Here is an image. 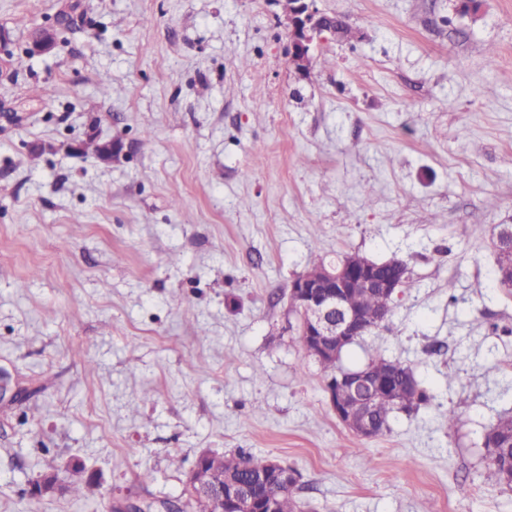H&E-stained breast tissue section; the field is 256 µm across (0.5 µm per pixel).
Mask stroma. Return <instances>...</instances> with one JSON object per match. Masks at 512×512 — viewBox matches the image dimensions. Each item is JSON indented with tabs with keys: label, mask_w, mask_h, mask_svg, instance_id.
Returning <instances> with one entry per match:
<instances>
[{
	"label": "stroma",
	"mask_w": 512,
	"mask_h": 512,
	"mask_svg": "<svg viewBox=\"0 0 512 512\" xmlns=\"http://www.w3.org/2000/svg\"><path fill=\"white\" fill-rule=\"evenodd\" d=\"M68 2L0 0V512H165L237 450L296 468L310 512H512L484 446L512 414V0H313L351 33L304 73L283 0H78L62 29ZM351 253L411 285L342 366L433 396L372 439L288 300ZM49 471L97 486L32 496Z\"/></svg>",
	"instance_id": "stroma-1"
}]
</instances>
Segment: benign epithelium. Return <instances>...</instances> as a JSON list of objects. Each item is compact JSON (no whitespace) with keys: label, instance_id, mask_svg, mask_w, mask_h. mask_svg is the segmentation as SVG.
<instances>
[{"label":"benign epithelium","instance_id":"obj_1","mask_svg":"<svg viewBox=\"0 0 512 512\" xmlns=\"http://www.w3.org/2000/svg\"><path fill=\"white\" fill-rule=\"evenodd\" d=\"M286 16L293 46L292 64L305 71L310 64L308 52L313 34L337 32L335 18L311 9L310 0H297ZM402 285L401 276L384 266L366 262L357 267L347 255L296 277L290 286V297L300 313V331L306 336L307 354L319 361L326 357L336 359L358 337L388 319L385 312L351 308L346 298L349 289L364 288L392 299ZM380 386V380L365 374H348L339 380V398L333 410L338 420L359 437L373 438L380 431L371 414L373 391ZM185 488L195 492L211 512H274L276 508L275 498L260 503L253 499L247 486L234 479L226 481L223 490L214 492L198 463L189 472Z\"/></svg>","mask_w":512,"mask_h":512}]
</instances>
